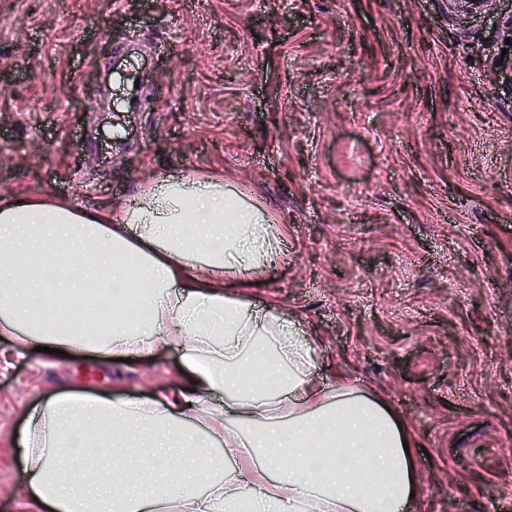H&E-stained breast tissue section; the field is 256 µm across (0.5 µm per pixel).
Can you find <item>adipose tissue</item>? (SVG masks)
Masks as SVG:
<instances>
[{"mask_svg":"<svg viewBox=\"0 0 512 512\" xmlns=\"http://www.w3.org/2000/svg\"><path fill=\"white\" fill-rule=\"evenodd\" d=\"M280 242L269 215L219 177L161 174L136 204L92 212L0 197L1 337L106 358L181 352V385L155 398L69 392L34 408L20 436L25 512H407L418 489L408 422L344 374L322 376L315 339L245 296ZM106 271L128 289L125 324L100 323L90 301L75 316L37 300ZM146 429L158 479L136 494L116 445ZM219 444L238 451L235 467Z\"/></svg>","mask_w":512,"mask_h":512,"instance_id":"adipose-tissue-1","label":"adipose tissue"}]
</instances>
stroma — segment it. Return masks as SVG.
<instances>
[{
	"label": "stroma",
	"instance_id": "stroma-1",
	"mask_svg": "<svg viewBox=\"0 0 512 512\" xmlns=\"http://www.w3.org/2000/svg\"><path fill=\"white\" fill-rule=\"evenodd\" d=\"M511 33L512 0H0V195L91 211L158 174L228 178L283 234L252 303L420 437L411 512H512ZM132 41L148 72L103 88ZM5 354L0 512L30 407L180 381L173 346Z\"/></svg>",
	"mask_w": 512,
	"mask_h": 512
}]
</instances>
